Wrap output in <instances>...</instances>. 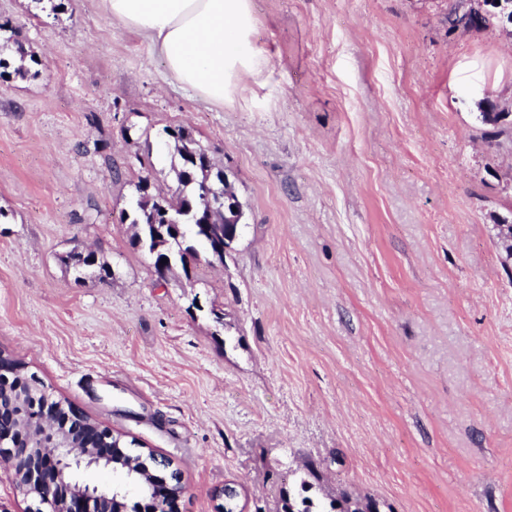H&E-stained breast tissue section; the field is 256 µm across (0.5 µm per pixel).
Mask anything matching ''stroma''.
Wrapping results in <instances>:
<instances>
[{"label": "stroma", "mask_w": 512, "mask_h": 512, "mask_svg": "<svg viewBox=\"0 0 512 512\" xmlns=\"http://www.w3.org/2000/svg\"><path fill=\"white\" fill-rule=\"evenodd\" d=\"M446 6L251 0L268 62L216 106L99 0H0L40 61L0 79V350L168 462L180 512L228 485L238 512H512V153L480 136L512 110V24L452 33ZM167 127L245 217L162 284L119 215L140 156L175 188ZM77 246L111 277L76 279Z\"/></svg>", "instance_id": "stroma-1"}]
</instances>
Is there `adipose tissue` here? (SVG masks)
<instances>
[{"mask_svg":"<svg viewBox=\"0 0 512 512\" xmlns=\"http://www.w3.org/2000/svg\"><path fill=\"white\" fill-rule=\"evenodd\" d=\"M113 22L146 36L170 77L220 105L246 94L262 71L250 0H100Z\"/></svg>","mask_w":512,"mask_h":512,"instance_id":"1","label":"adipose tissue"}]
</instances>
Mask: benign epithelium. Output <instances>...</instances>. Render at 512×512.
I'll return each instance as SVG.
<instances>
[{"label": "benign epithelium", "mask_w": 512, "mask_h": 512, "mask_svg": "<svg viewBox=\"0 0 512 512\" xmlns=\"http://www.w3.org/2000/svg\"><path fill=\"white\" fill-rule=\"evenodd\" d=\"M21 369L23 365L0 352V419L8 413L17 420L0 427V465L38 503L37 512H112L111 490L66 480L67 473L81 467L134 479L142 498L139 512H179L180 492L151 472L144 454L117 458L106 451L119 446L123 433L62 401L59 406L68 409V418L84 424L85 430L61 426L54 414L38 407L34 394L10 389L8 374Z\"/></svg>", "instance_id": "obj_1"}]
</instances>
